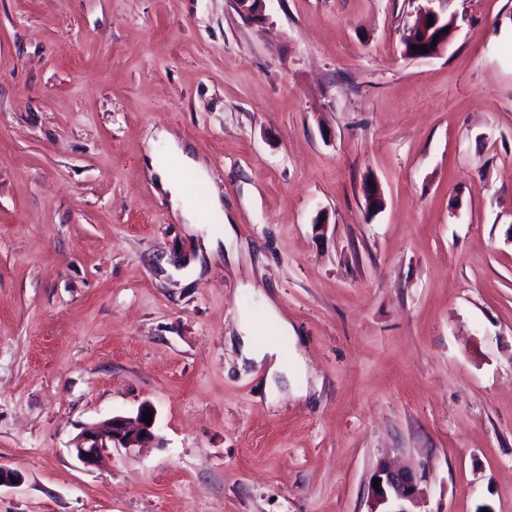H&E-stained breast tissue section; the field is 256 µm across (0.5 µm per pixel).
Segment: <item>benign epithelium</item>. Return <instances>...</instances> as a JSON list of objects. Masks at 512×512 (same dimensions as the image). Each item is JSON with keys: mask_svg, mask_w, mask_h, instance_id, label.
I'll return each mask as SVG.
<instances>
[{"mask_svg": "<svg viewBox=\"0 0 512 512\" xmlns=\"http://www.w3.org/2000/svg\"><path fill=\"white\" fill-rule=\"evenodd\" d=\"M445 3L446 0H427L431 6L420 9V16L411 27L412 33L419 35L422 41H429L430 32L439 30L435 47L428 52H417V58L426 59L441 54L447 49L450 35L443 33L446 27L456 28V19L448 18L445 9L432 7V3ZM264 0H237L239 11L247 19L257 21L261 17ZM155 414L151 404L144 403L138 409L135 417L115 415L101 423L83 428L74 440L72 453L86 467L95 465L103 453L112 448L132 450L142 448L159 440L155 432V424L143 421L145 411ZM373 477L381 479L380 490L369 487L370 510L368 512H414L421 495L420 482L425 474L395 468L385 463L379 464Z\"/></svg>", "mask_w": 512, "mask_h": 512, "instance_id": "obj_1", "label": "benign epithelium"}]
</instances>
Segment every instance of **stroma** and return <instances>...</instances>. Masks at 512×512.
Instances as JSON below:
<instances>
[{
	"instance_id": "obj_1",
	"label": "stroma",
	"mask_w": 512,
	"mask_h": 512,
	"mask_svg": "<svg viewBox=\"0 0 512 512\" xmlns=\"http://www.w3.org/2000/svg\"><path fill=\"white\" fill-rule=\"evenodd\" d=\"M424 4L0 0V512H368L383 459L512 512V0L409 60ZM159 129L224 199L195 228ZM267 300L304 394L239 362ZM146 401L160 444L71 454ZM157 136L161 139H165L169 143L173 153L179 157L182 164L180 167L181 170L194 172L202 181L208 184L206 171L202 165L195 160L188 144L176 140L165 130L158 131ZM153 172L158 176V184L163 191L168 192L172 209L179 211L182 217L188 220V224H199L200 215L198 208L190 201L184 192L181 178L169 170L168 167L158 162L155 156L149 161Z\"/></svg>"
}]
</instances>
